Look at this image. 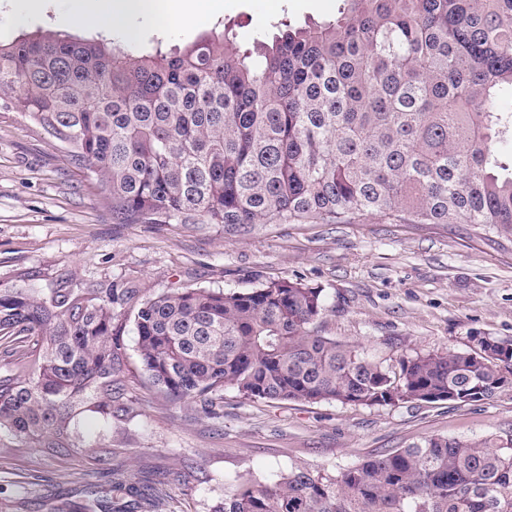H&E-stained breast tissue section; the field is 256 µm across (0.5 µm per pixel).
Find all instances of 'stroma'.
I'll list each match as a JSON object with an SVG mask.
<instances>
[{"label": "stroma", "mask_w": 512, "mask_h": 512, "mask_svg": "<svg viewBox=\"0 0 512 512\" xmlns=\"http://www.w3.org/2000/svg\"><path fill=\"white\" fill-rule=\"evenodd\" d=\"M341 0H224L203 26L137 20L129 53L181 46L224 23L239 41L279 22L334 17ZM66 266L79 279L130 280L153 296L206 286L246 291L287 279L321 289L319 334L395 362L414 352L465 350L471 337L512 340V237L481 224H271L246 236L209 224H121L95 176L54 139L0 111V277L17 269L50 278ZM127 407L112 419V483L169 476L160 512H211L230 484H266L294 467L336 472L365 456L428 436L512 434V392L490 400L354 406L247 400L224 392L215 420L192 404L172 406L140 377L133 330H125ZM85 464L60 467L30 449L29 481L48 495L74 492Z\"/></svg>", "instance_id": "1"}]
</instances>
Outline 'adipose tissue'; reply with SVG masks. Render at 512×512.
<instances>
[{
	"label": "adipose tissue",
	"instance_id": "1",
	"mask_svg": "<svg viewBox=\"0 0 512 512\" xmlns=\"http://www.w3.org/2000/svg\"><path fill=\"white\" fill-rule=\"evenodd\" d=\"M223 7L224 0H74L63 21L72 27L102 25L132 38L137 34L131 24L134 18L148 17L163 26L176 22L199 24Z\"/></svg>",
	"mask_w": 512,
	"mask_h": 512
}]
</instances>
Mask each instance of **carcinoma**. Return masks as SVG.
<instances>
[{"label":"carcinoma","mask_w":512,"mask_h":512,"mask_svg":"<svg viewBox=\"0 0 512 512\" xmlns=\"http://www.w3.org/2000/svg\"><path fill=\"white\" fill-rule=\"evenodd\" d=\"M333 23L277 25L243 47L214 30L175 53L113 39L0 42V106L95 174L126 224H486L512 236V0H343ZM0 281V454L85 457L75 497L43 512H157L167 476L108 490L112 416L123 405V323L140 370L171 404L246 399L358 406L460 402L505 392L512 347L405 355L390 365L311 325L322 290L288 280L247 291L196 286L152 297L61 269ZM212 512H512V437H426L335 475L293 468L239 482Z\"/></svg>","instance_id":"obj_1"}]
</instances>
